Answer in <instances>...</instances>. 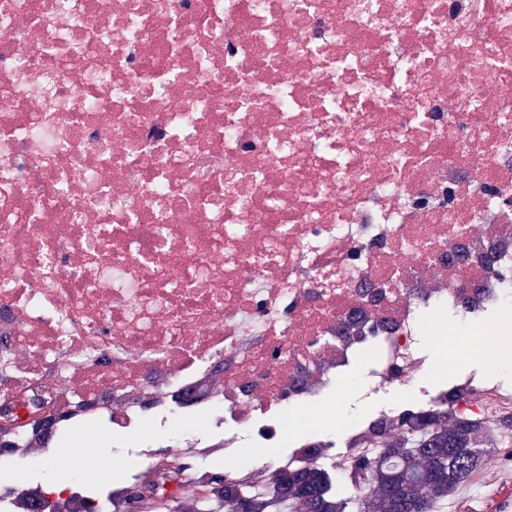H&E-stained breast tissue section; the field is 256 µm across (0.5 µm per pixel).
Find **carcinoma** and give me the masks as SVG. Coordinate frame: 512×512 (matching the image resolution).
I'll list each match as a JSON object with an SVG mask.
<instances>
[{"label":"carcinoma","mask_w":512,"mask_h":512,"mask_svg":"<svg viewBox=\"0 0 512 512\" xmlns=\"http://www.w3.org/2000/svg\"><path fill=\"white\" fill-rule=\"evenodd\" d=\"M433 425L427 416L415 426L416 437H402L378 457L354 458V485L367 492L359 512H436L437 503L470 480L480 449L469 447L468 440L479 422L458 421L445 435L432 431ZM224 502L232 512H347L352 498L321 472L301 470L278 478L270 501L226 477Z\"/></svg>","instance_id":"cac0c4a2"}]
</instances>
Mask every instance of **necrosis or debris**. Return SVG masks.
Segmentation results:
<instances>
[{"label":"necrosis or debris","instance_id":"obj_1","mask_svg":"<svg viewBox=\"0 0 512 512\" xmlns=\"http://www.w3.org/2000/svg\"><path fill=\"white\" fill-rule=\"evenodd\" d=\"M511 322L512 0H0L1 465L71 478L110 425L187 512L246 441L280 451L253 493L345 479L403 409L339 387L409 393L427 346ZM415 412L512 443L496 369ZM132 506L0 485V512ZM400 400V396L392 393L379 394L370 399L363 400L360 394L352 395L344 393L341 396L342 413L356 415L367 407H375L380 403H391Z\"/></svg>","mask_w":512,"mask_h":512}]
</instances>
